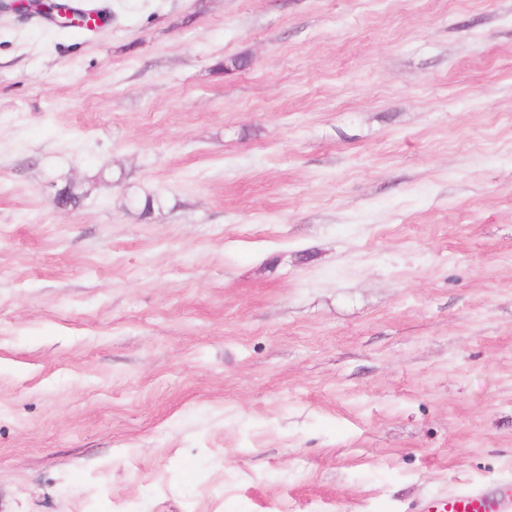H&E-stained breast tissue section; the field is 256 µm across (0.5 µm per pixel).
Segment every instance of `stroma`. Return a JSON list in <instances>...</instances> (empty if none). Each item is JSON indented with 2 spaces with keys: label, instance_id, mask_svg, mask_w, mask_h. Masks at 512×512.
<instances>
[{
  "label": "stroma",
  "instance_id": "1",
  "mask_svg": "<svg viewBox=\"0 0 512 512\" xmlns=\"http://www.w3.org/2000/svg\"><path fill=\"white\" fill-rule=\"evenodd\" d=\"M85 2L0 15V512L512 481V0Z\"/></svg>",
  "mask_w": 512,
  "mask_h": 512
}]
</instances>
